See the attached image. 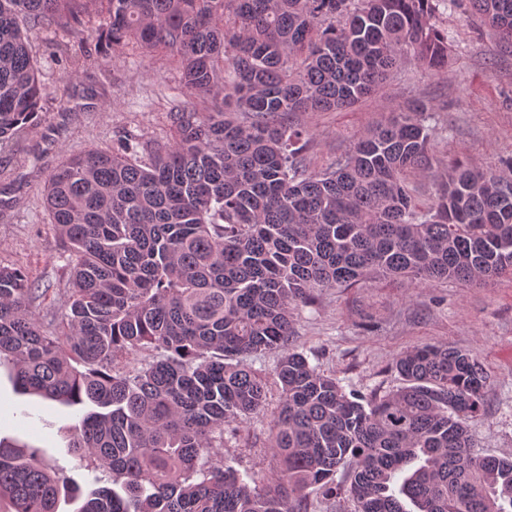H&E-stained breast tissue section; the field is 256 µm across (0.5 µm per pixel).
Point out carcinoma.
I'll use <instances>...</instances> for the list:
<instances>
[{"instance_id": "cac0c4a2", "label": "carcinoma", "mask_w": 512, "mask_h": 512, "mask_svg": "<svg viewBox=\"0 0 512 512\" xmlns=\"http://www.w3.org/2000/svg\"><path fill=\"white\" fill-rule=\"evenodd\" d=\"M89 3L108 16L104 42L173 60L188 101L149 162L125 143L49 174L45 206L71 265L56 322L39 321L42 289L22 268L0 267V368L24 392L101 408L71 448L120 489L79 512H305L311 488L355 512H512V460L474 452L468 434L489 386L469 353L408 350L402 385L365 396L295 349L291 321L295 305L373 275L512 278V159L443 163L416 101L312 172L293 120L375 94L404 61L444 74L441 4L512 48V0H0V148L47 121L28 31L79 26ZM416 174L434 186L424 207ZM271 353L268 476L210 450L224 425L265 410L271 386L249 360ZM46 456L0 436L12 512H57L64 481Z\"/></svg>"}]
</instances>
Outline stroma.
<instances>
[{"mask_svg":"<svg viewBox=\"0 0 512 512\" xmlns=\"http://www.w3.org/2000/svg\"><path fill=\"white\" fill-rule=\"evenodd\" d=\"M83 19L76 29L31 30L48 119L0 150V267L23 268L46 288L33 303L45 322L65 311L71 278L43 205L50 171L71 154L109 148L123 137L137 151L167 143L169 114L185 99L175 66L132 45L96 49L105 17L90 7ZM433 22L448 34L447 74L409 62L352 107L298 114L310 134L311 170L328 167L354 138L416 99L434 109L436 157L455 156L480 171L512 157V53L499 51L487 25L464 9L439 7ZM293 327L294 345L311 365L363 394L400 385L393 362L404 351L426 344L469 351L491 382L483 416L469 425L476 450L512 457V279L434 286L377 280L331 288L314 304L295 308ZM278 403L271 394L269 410L226 425L222 452L237 457L240 469L274 472L267 428ZM81 417V410L17 394L0 374V434L47 449L67 480L58 512H78L95 487L86 461L69 448Z\"/></svg>","mask_w":512,"mask_h":512,"instance_id":"obj_1","label":"stroma"}]
</instances>
